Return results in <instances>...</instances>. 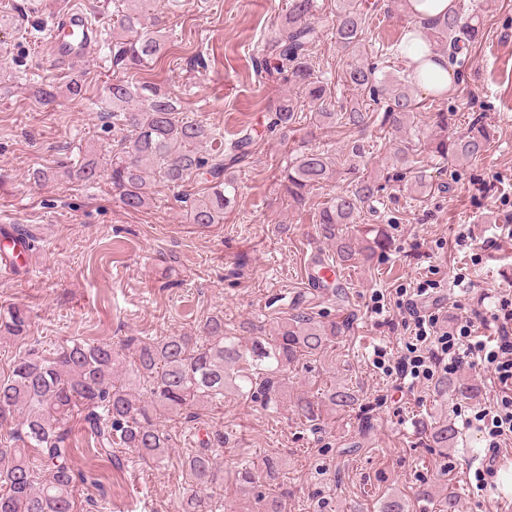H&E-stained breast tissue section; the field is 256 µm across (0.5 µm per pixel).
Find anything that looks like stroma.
I'll return each mask as SVG.
<instances>
[{"label": "stroma", "mask_w": 512, "mask_h": 512, "mask_svg": "<svg viewBox=\"0 0 512 512\" xmlns=\"http://www.w3.org/2000/svg\"><path fill=\"white\" fill-rule=\"evenodd\" d=\"M112 2L84 0L101 29L102 47L78 68L84 95L73 100L65 91L71 74L42 60L45 28L71 0H0V213L35 237L37 256L32 276L0 278V307L31 312L26 339L0 340V379L33 350L47 352L77 338L119 343L130 336L195 335L214 314L233 333L250 321L273 334L298 309L348 326L331 346L289 369L277 407L230 394L187 418L161 416L158 423L171 439L162 465L119 447L121 463L110 466L93 457L80 423L70 421L77 440L73 461L97 477L80 488L92 501L90 512H177L192 492L182 462L201 438L215 434L224 439L214 449L224 483L209 490L216 512H253L254 499L240 492L235 476L245 466L264 471L269 460L277 466L273 492L287 512H379L391 495L406 499L409 512H439L450 494L456 512H512V491L502 481L512 471V439L487 449L476 426L465 423L499 392L490 372L457 369L455 378L473 388L463 396L374 364L377 351L403 352L412 341L399 304L402 290L431 282L423 302L440 309L445 328L487 313L500 296L512 298V239L493 226L496 217L512 216V0H456L482 18L483 37L465 53L445 94L414 88L419 107L407 128L326 126L312 140L306 111L289 135L271 129L267 107L284 85L255 65L288 0H147L151 12L166 17V45L136 73L115 60ZM374 2L366 22L368 59L384 73L402 75L409 61L385 56L383 48L404 38L408 21L387 16L386 0ZM320 3L324 37L312 63L327 79L333 104L345 107L363 95L342 79L349 57L332 36L336 0ZM133 78L169 93L183 117L203 122L218 139L230 140L245 124L259 131L256 152L235 174L237 192L223 223H190L183 195H202L200 181L184 191L156 185L154 200L138 212L113 196L107 177L113 135L101 114L108 86ZM48 82L57 98L46 105L38 90ZM439 110L454 113L452 135L475 121L488 123V151L463 167L433 157L427 146ZM403 138L412 146L411 173L425 175L429 184L419 201L407 182L387 177ZM356 139L365 147L360 175L383 186L380 213L366 222L382 229L389 244L370 261L343 268L345 287L318 288L309 279L310 258L316 252L331 257L333 250L319 234L316 215L347 186L348 151ZM307 146L334 157L336 173L295 207L281 171ZM85 157L98 162L95 183L61 177ZM37 168L58 175L37 184L30 178ZM462 228L472 236L464 252L455 244ZM459 271L466 275L460 286L454 282ZM378 295L384 309L376 314ZM335 386L356 392L354 409L328 407L312 423L298 414L299 396ZM442 422L457 428L456 447L433 443L432 429ZM488 462L494 475L477 485L474 472ZM421 485L430 496H415Z\"/></svg>", "instance_id": "1"}]
</instances>
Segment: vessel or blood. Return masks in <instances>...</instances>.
<instances>
[{
	"instance_id": "vessel-or-blood-1",
	"label": "vessel or blood",
	"mask_w": 512,
	"mask_h": 512,
	"mask_svg": "<svg viewBox=\"0 0 512 512\" xmlns=\"http://www.w3.org/2000/svg\"><path fill=\"white\" fill-rule=\"evenodd\" d=\"M101 43V31L77 0L68 11L57 17L45 44V59L53 67L72 69L83 64ZM30 252L22 250L12 230L0 232V275L11 276L16 267H32Z\"/></svg>"
}]
</instances>
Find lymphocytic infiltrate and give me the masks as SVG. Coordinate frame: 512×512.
Here are the masks:
<instances>
[{
	"label": "lymphocytic infiltrate",
	"mask_w": 512,
	"mask_h": 512,
	"mask_svg": "<svg viewBox=\"0 0 512 512\" xmlns=\"http://www.w3.org/2000/svg\"><path fill=\"white\" fill-rule=\"evenodd\" d=\"M425 291V286H418L416 297L402 302L416 346L409 356L396 360L394 369L415 381L435 380L439 374L451 373L464 364L490 369L501 394L482 410L479 419L486 446L501 447L512 439V299H499L480 321L469 320L442 333L437 328L438 315L416 301Z\"/></svg>",
	"instance_id": "obj_1"
}]
</instances>
